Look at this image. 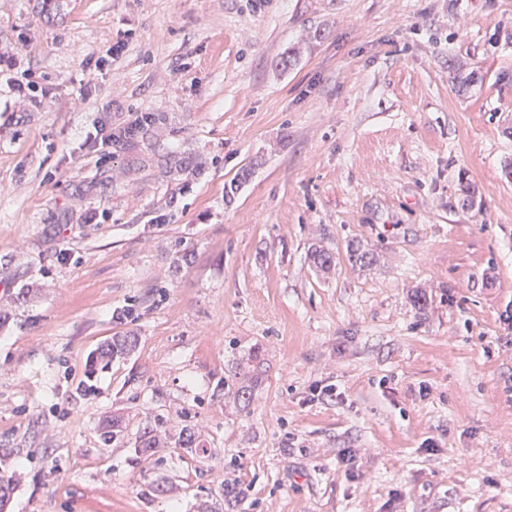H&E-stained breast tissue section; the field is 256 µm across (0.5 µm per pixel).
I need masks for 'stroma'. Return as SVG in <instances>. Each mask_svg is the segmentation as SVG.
Returning <instances> with one entry per match:
<instances>
[{
    "label": "stroma",
    "instance_id": "stroma-1",
    "mask_svg": "<svg viewBox=\"0 0 512 512\" xmlns=\"http://www.w3.org/2000/svg\"><path fill=\"white\" fill-rule=\"evenodd\" d=\"M0 51L6 512H512V0H0ZM133 347H135L134 337L112 336L110 341L108 340L98 347L95 352V360L107 365L112 361L129 356Z\"/></svg>",
    "mask_w": 512,
    "mask_h": 512
}]
</instances>
